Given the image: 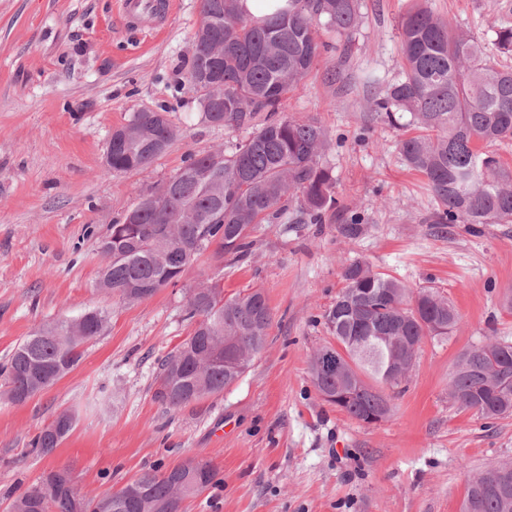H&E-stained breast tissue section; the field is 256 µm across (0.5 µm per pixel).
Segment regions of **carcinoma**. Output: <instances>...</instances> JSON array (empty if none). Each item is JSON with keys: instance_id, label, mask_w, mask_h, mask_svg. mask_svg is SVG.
<instances>
[{"instance_id": "cac0c4a2", "label": "carcinoma", "mask_w": 512, "mask_h": 512, "mask_svg": "<svg viewBox=\"0 0 512 512\" xmlns=\"http://www.w3.org/2000/svg\"><path fill=\"white\" fill-rule=\"evenodd\" d=\"M239 3L201 0L206 27L196 37L187 82L200 94L206 121L253 132L230 153L191 156L150 195L151 204L139 203L133 223L110 225L100 241L107 260L100 287L124 300L153 297L211 247L220 257L246 254L255 226L281 218L290 202L310 224L323 223L336 204L332 174L322 162L329 145L326 130L315 120L282 118L278 110L326 48L320 28L350 42L360 0H288V8L261 23ZM492 33L489 42L476 37L436 14L428 0H414L399 21L402 75L368 101L381 120L405 129L400 155L427 180L435 202L433 224L512 223V167L490 150L512 139V71L495 67L487 54L489 43L512 54V25L504 23ZM213 41L224 43V59L215 78L204 80ZM262 112L266 116L259 124ZM174 136L165 113H134L112 131V171L147 172L159 155L156 143L168 144ZM342 278L345 286L324 319L344 351V372L318 373L317 352L310 370L318 392L333 396L329 403L365 423L389 414L384 389L400 386L386 379V368L412 370L418 354L413 345L449 335L459 315L433 291L414 292L363 261L344 262ZM214 287L218 291L208 301L188 300L193 329L161 363L156 398L169 408L219 394L240 378L223 365H205L212 342L233 341L243 353L265 346L272 312L264 293L254 289L226 298L219 284ZM106 326V314L92 309L34 330L0 367V396L20 403L27 381L37 374L44 388L54 385L79 364L83 346ZM364 336L376 337L378 348L361 346ZM449 392L461 408L484 417L511 414L512 344L491 339L462 353ZM73 425L70 413L58 414L32 440L33 449L52 453ZM507 466L512 463L472 477L463 512H512V493L499 490ZM129 485L138 491L131 502L118 493L87 497L76 490L70 472L50 488L31 486L11 503L10 512H31L41 503L44 512H179L181 499L158 470L145 471Z\"/></svg>"}]
</instances>
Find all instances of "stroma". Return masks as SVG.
I'll return each mask as SVG.
<instances>
[{
    "instance_id": "1",
    "label": "stroma",
    "mask_w": 512,
    "mask_h": 512,
    "mask_svg": "<svg viewBox=\"0 0 512 512\" xmlns=\"http://www.w3.org/2000/svg\"><path fill=\"white\" fill-rule=\"evenodd\" d=\"M411 5L362 0L351 45L322 33L326 51L282 103L332 141L336 206L324 223L259 225L247 256L206 251L176 284L128 303L99 286L109 225L190 155L230 152L249 136L204 121L186 81L200 0H177L158 32L126 28L117 0H0V364L42 325L89 309L110 317L52 387L23 404L0 399V512L57 467L72 469L81 493L102 495L189 458L216 477L181 512H460L473 474L512 462V415L460 409L448 389L462 352L512 340V224L429 223L434 201L401 159L403 130L366 105L401 73L397 26ZM429 5L481 37L512 22V0ZM159 108L176 130L166 150L148 173L109 172L112 130ZM354 216L362 232L348 240L340 229ZM347 259L437 291L461 317L452 335L424 340L376 425L325 402L310 372L313 353L336 343L323 315ZM210 278L228 297L262 289L267 343L224 392L173 410L155 396L159 364L189 335L190 291ZM63 411L73 431L51 454L32 452Z\"/></svg>"
}]
</instances>
